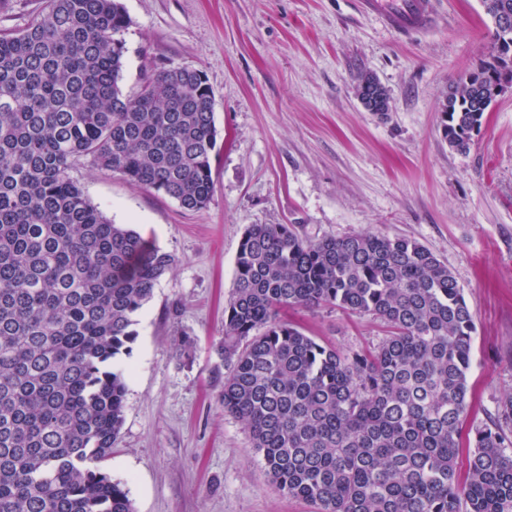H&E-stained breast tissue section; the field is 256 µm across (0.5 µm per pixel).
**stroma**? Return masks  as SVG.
<instances>
[{"label":"stroma","mask_w":512,"mask_h":512,"mask_svg":"<svg viewBox=\"0 0 512 512\" xmlns=\"http://www.w3.org/2000/svg\"><path fill=\"white\" fill-rule=\"evenodd\" d=\"M123 2L124 92L159 66L202 70L220 147L213 199L198 211L88 161L70 172L111 222L177 259L137 316L125 419L105 463L134 512H313L273 488L247 430L224 413V305L250 224L424 245L475 315L467 423L496 418L512 391V86L467 151L440 133L450 85L489 59L480 0H436V28L408 38L357 0ZM363 74L385 87V116L362 106ZM287 316L345 354L385 334L368 313L325 306Z\"/></svg>","instance_id":"obj_1"}]
</instances>
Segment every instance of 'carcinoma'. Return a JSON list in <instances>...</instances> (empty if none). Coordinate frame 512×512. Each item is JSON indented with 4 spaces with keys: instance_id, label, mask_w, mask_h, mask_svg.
Segmentation results:
<instances>
[{
    "instance_id": "1",
    "label": "carcinoma",
    "mask_w": 512,
    "mask_h": 512,
    "mask_svg": "<svg viewBox=\"0 0 512 512\" xmlns=\"http://www.w3.org/2000/svg\"><path fill=\"white\" fill-rule=\"evenodd\" d=\"M481 3L492 61L442 107L458 151L512 82V0ZM129 25L122 0H45L0 31V512H133L102 462L124 422L135 316L176 258L107 219L69 170L89 157L200 210L219 132L199 69L123 91ZM294 306L369 313L389 334L344 355L278 317ZM474 333L448 267L415 240L249 224L224 308V413L274 488L315 512H512V439L495 419L463 429Z\"/></svg>"
}]
</instances>
